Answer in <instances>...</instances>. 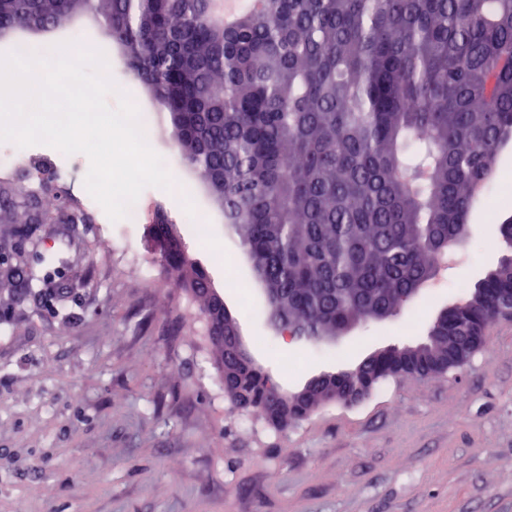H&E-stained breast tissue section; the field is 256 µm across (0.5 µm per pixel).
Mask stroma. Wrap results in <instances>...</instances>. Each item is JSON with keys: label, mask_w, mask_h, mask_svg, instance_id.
Segmentation results:
<instances>
[{"label": "stroma", "mask_w": 512, "mask_h": 512, "mask_svg": "<svg viewBox=\"0 0 512 512\" xmlns=\"http://www.w3.org/2000/svg\"><path fill=\"white\" fill-rule=\"evenodd\" d=\"M82 45L153 126L178 186L145 188L141 221L37 224L28 239L0 223V512H512V318L499 319L458 369L395 377L355 402H329L281 430L233 408L199 304L177 288L147 237L157 210L176 225L238 315L250 352L281 386L357 365L371 351L423 342L503 255L497 225L470 217L456 263L399 315L361 324L334 347L272 335L243 256L216 206L176 157L167 114L97 25ZM50 158L63 185L82 153L0 143V179ZM155 287H142L141 273ZM37 292L12 295L27 276Z\"/></svg>", "instance_id": "stroma-1"}]
</instances>
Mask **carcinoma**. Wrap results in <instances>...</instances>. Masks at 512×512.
<instances>
[{
  "mask_svg": "<svg viewBox=\"0 0 512 512\" xmlns=\"http://www.w3.org/2000/svg\"><path fill=\"white\" fill-rule=\"evenodd\" d=\"M93 17L132 77L169 112L179 159L210 183L224 222L300 347L330 327L398 315L438 250L485 201L512 142V0H0V36ZM89 219L39 168L0 186V222ZM156 214L149 233L177 283L207 298L210 275ZM512 295V253L430 326L435 347L368 365L373 388L434 354L464 359ZM200 313L224 371L237 318ZM224 394L286 428L318 403L281 404L280 384L242 361Z\"/></svg>",
  "mask_w": 512,
  "mask_h": 512,
  "instance_id": "1",
  "label": "carcinoma"
}]
</instances>
